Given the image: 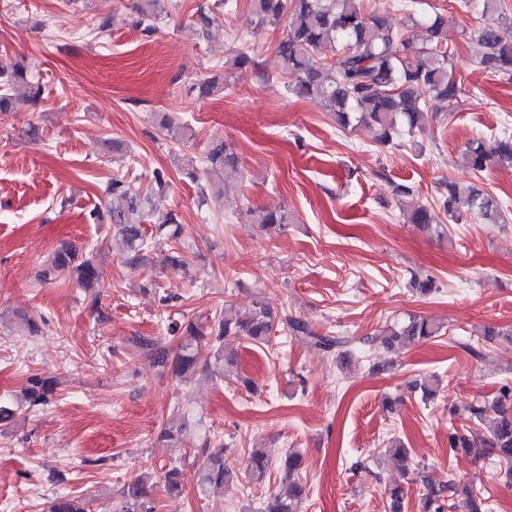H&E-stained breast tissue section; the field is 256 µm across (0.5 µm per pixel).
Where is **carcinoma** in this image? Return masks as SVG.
Instances as JSON below:
<instances>
[{"label":"carcinoma","instance_id":"carcinoma-1","mask_svg":"<svg viewBox=\"0 0 512 512\" xmlns=\"http://www.w3.org/2000/svg\"><path fill=\"white\" fill-rule=\"evenodd\" d=\"M163 0H135L133 9L137 24L148 32ZM500 0H481L482 15L488 17L474 31L483 48L481 64L512 80V19L498 16ZM219 4L202 3L193 14V24L206 34L218 22ZM408 18L423 27L428 35L425 45L411 46L404 35L386 16L368 12L362 0H250V10L259 27L284 24L286 35L279 40L276 56L283 69L293 77L292 90L302 98L325 107L331 112L336 125L348 128L364 127L373 143L381 149L396 145V140L407 132L420 128L426 118V100L429 98L452 102L461 91V81L450 64L448 49L444 48L441 15ZM333 56H327V53ZM17 85L27 89L24 101L38 103L44 96L43 86L35 79L31 67L20 62H0V113L15 111L19 98L11 93ZM224 89V76L212 75L189 86L188 92L204 98ZM462 163L476 172L493 165H512V138L505 137L492 143L473 140L461 155ZM240 160L221 139L208 143L205 152L204 175L187 172L193 181L203 180L199 187L201 201L224 194L227 182L239 177ZM442 199L444 213L459 220L466 211L484 220L494 222L500 215L495 199L474 184L448 181L444 184ZM169 188L162 171L154 173V189L149 195L138 192L132 182L114 177L107 186L112 196V207L97 209L90 214L93 222L110 224L120 237L126 266L136 269L147 260L151 249L164 239H179L183 224L178 212L170 210L146 234L144 224L158 209ZM252 223L274 227L288 223V210L247 209ZM408 221L423 229L439 232L431 209L424 204H410ZM61 275L76 280L83 289L86 308L95 313L98 321L106 316L100 306L99 269L97 253L89 248L80 249L70 242L60 243L39 273L47 282ZM285 327L292 335L302 337L320 349L336 354V361L345 365L353 354V339L348 336H322L312 331L302 319L277 317L262 299L253 301L242 315L223 313L204 320L190 319L183 324L168 325L167 332L179 339V352L169 357L170 351L161 338L139 336L131 345L158 365L172 363L173 371L183 374L198 370L208 376L224 375L236 366L234 356L224 353V340L244 337L267 345L278 328ZM442 326L427 317L411 316L401 324L387 329L388 345L404 346L424 341L440 334ZM216 347L214 354L202 355V347ZM55 380L31 376L22 392V400L32 407L45 406L54 395ZM454 416L463 415L477 425L487 424L489 438L484 440L488 455L505 466L506 478H512V384H503L490 400L467 404L451 410ZM454 452L468 453L473 447L470 436L452 429L448 436ZM204 460L199 468V486L229 487L237 476L224 467V448L205 440ZM302 457L289 452L281 461L286 488L268 494L260 506L261 512H300L307 497V486L299 475ZM271 463L260 449L249 456L247 473L251 480H264ZM151 477L141 476L123 485L116 512H155L151 495ZM389 512H405L406 492L401 486L388 489ZM420 512H487V499L476 485L461 484L452 476L448 484L434 485L423 481ZM90 500L81 496H57L48 502L46 512H89Z\"/></svg>","mask_w":512,"mask_h":512}]
</instances>
